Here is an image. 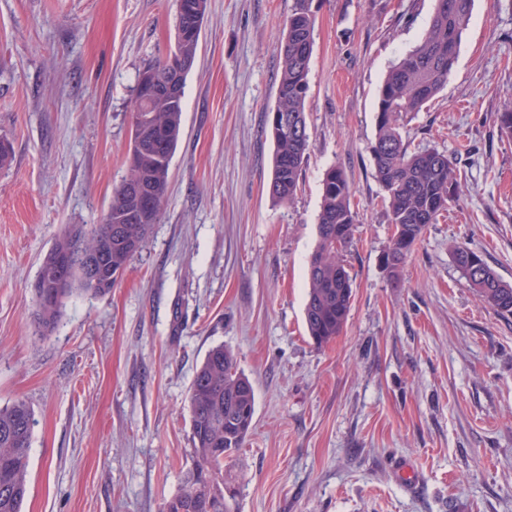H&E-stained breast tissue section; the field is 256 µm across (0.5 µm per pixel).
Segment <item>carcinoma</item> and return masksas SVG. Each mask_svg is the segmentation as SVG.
<instances>
[{
    "instance_id": "carcinoma-1",
    "label": "carcinoma",
    "mask_w": 512,
    "mask_h": 512,
    "mask_svg": "<svg viewBox=\"0 0 512 512\" xmlns=\"http://www.w3.org/2000/svg\"><path fill=\"white\" fill-rule=\"evenodd\" d=\"M310 0H295L280 43L283 67L277 86L275 111L288 115V132L274 138L276 152L269 193L277 203L290 202L299 187L310 149L306 119L308 72L315 19ZM473 0H435L429 27L421 42L386 74L379 89L377 133L372 146L376 178L383 203L398 239L383 256L390 277L401 269L426 226L447 209L457 188L455 159L437 149L411 151L402 129L447 84L466 30ZM177 38L182 65L191 68L199 34L191 15L179 14ZM164 91L135 98L133 117L137 147L127 177L114 188L108 211L90 228L73 224L59 237L44 260H70L69 284L49 282L34 289L35 325L44 336L54 330L64 301L75 291L105 295L143 247L157 223L169 176L170 162L181 135L184 88H170V59L149 63ZM148 189L150 213L140 211L136 194ZM358 224L351 189L344 173L333 167L323 180L317 243L308 265L309 291L304 310L309 337L321 346L340 335L349 316L353 280L345 256L354 243ZM89 253L105 262L107 277L95 281L84 270ZM454 260L481 300L498 315L512 317V284L504 281L479 252L459 246ZM194 455L178 492L161 512H236L224 496V457L244 447L252 427L256 395L249 378L238 370L234 352L212 347L197 369L188 393ZM34 414L18 400L0 408V512H22L28 496L29 449Z\"/></svg>"
}]
</instances>
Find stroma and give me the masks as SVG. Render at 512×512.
Instances as JSON below:
<instances>
[{
	"label": "stroma",
	"mask_w": 512,
	"mask_h": 512,
	"mask_svg": "<svg viewBox=\"0 0 512 512\" xmlns=\"http://www.w3.org/2000/svg\"><path fill=\"white\" fill-rule=\"evenodd\" d=\"M294 0H207L165 203L103 296L35 333L41 259L101 223L127 173L137 75L175 43L177 0H0V407L34 411L23 512H160L193 452L187 395L223 344L252 381V431L224 467L237 512H512V319L453 250L512 283V0H474L447 85L404 129L451 154L458 188L399 280L371 147L387 71L434 0H310L311 148L294 199L269 196V114ZM359 224L354 300L318 346L305 322L323 178ZM454 260L481 300L498 315L512 317V284L504 281L479 252L459 246Z\"/></svg>",
	"instance_id": "obj_1"
}]
</instances>
